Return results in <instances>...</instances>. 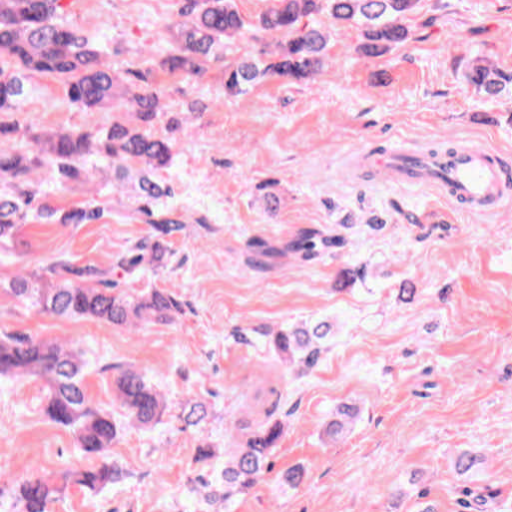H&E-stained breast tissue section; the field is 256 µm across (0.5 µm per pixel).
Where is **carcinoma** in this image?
I'll list each match as a JSON object with an SVG mask.
<instances>
[{
  "label": "carcinoma",
  "mask_w": 512,
  "mask_h": 512,
  "mask_svg": "<svg viewBox=\"0 0 512 512\" xmlns=\"http://www.w3.org/2000/svg\"><path fill=\"white\" fill-rule=\"evenodd\" d=\"M422 0H273V4L247 20L236 0H185L176 17L167 24L165 46L148 52L144 63L176 75L203 77L214 62L222 61L226 96L249 93L271 78L310 85L331 62V34L316 17L325 14L336 24L354 23L363 28L358 53L378 57L407 41L405 20L417 13ZM71 0H0V142L12 136L15 146H0V245L16 240L21 225L96 224L111 212L107 202L63 209L42 197L44 180L58 189L74 183L96 184L98 173L112 168L119 187L130 185L148 218L149 236L136 242L116 265L131 275L140 270H158L170 262V239L185 225L172 211L159 208L167 195L156 180L167 168L176 145L175 133L191 123L198 110L191 104L182 117L160 136L151 125L164 108L160 87L141 73H132L109 62L105 51L83 31L69 26L64 15ZM252 31L263 34L261 46L238 53L237 42ZM51 74L68 86L69 100L86 112H110L112 124L97 129H58L29 132L20 123L4 120L7 112L25 111L26 82L33 74ZM466 81L488 99H497L512 87V73L506 74L487 60L471 63ZM341 244L308 230L282 247L263 241L253 245L268 255L291 253L304 260L319 248ZM105 272L91 266L75 267L59 261L45 273L37 274L22 265L6 292L56 317L89 318L137 333L154 322L173 324L182 303L167 288L122 289L103 280ZM264 335L277 355L300 371L312 367L327 350L334 336L333 324L324 319L269 329ZM88 362L73 340L0 334V381L37 378L44 382V410L54 423L71 430L76 447L96 460L93 469L79 475L77 483L99 492L122 480L123 470L107 461L113 441L122 426L149 430L161 422L168 409L165 395L139 369H118L112 382L113 400L122 409L125 423L112 411L95 403L85 384ZM189 410L174 416L187 430L200 426L208 416L201 398L188 401ZM355 410L348 404L337 407L325 433L336 438L351 421ZM285 423L259 422L243 426L237 448L224 449V467L213 464L221 478L220 488L211 490L203 501L220 502L229 512L233 499L262 479L272 451L283 435ZM460 475L481 470L484 458L469 450L452 458ZM14 512H47L57 492L49 479L31 475L17 481Z\"/></svg>",
  "instance_id": "1"
}]
</instances>
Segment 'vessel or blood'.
I'll return each instance as SVG.
<instances>
[{
  "label": "vessel or blood",
  "instance_id": "b4317fda",
  "mask_svg": "<svg viewBox=\"0 0 512 512\" xmlns=\"http://www.w3.org/2000/svg\"><path fill=\"white\" fill-rule=\"evenodd\" d=\"M361 161L398 184L431 183L448 191L473 213L488 214L512 200V173L494 153L461 144L438 155L427 151L366 153Z\"/></svg>",
  "mask_w": 512,
  "mask_h": 512
}]
</instances>
